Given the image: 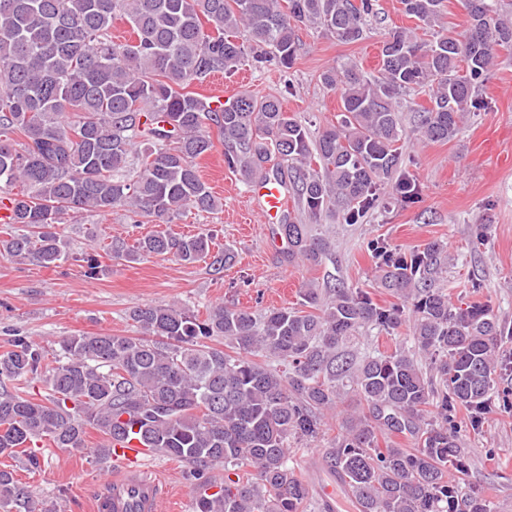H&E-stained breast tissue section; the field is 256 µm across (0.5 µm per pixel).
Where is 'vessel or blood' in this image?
<instances>
[{"label":"vessel or blood","instance_id":"vessel-or-blood-1","mask_svg":"<svg viewBox=\"0 0 512 512\" xmlns=\"http://www.w3.org/2000/svg\"><path fill=\"white\" fill-rule=\"evenodd\" d=\"M253 188L264 223H277L285 207L282 190L261 182L254 183ZM148 455L138 438L128 436L116 443L112 458L120 471L108 483L107 499L94 502V512H159L167 488L145 468Z\"/></svg>","mask_w":512,"mask_h":512}]
</instances>
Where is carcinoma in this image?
Instances as JSON below:
<instances>
[{"mask_svg": "<svg viewBox=\"0 0 512 512\" xmlns=\"http://www.w3.org/2000/svg\"><path fill=\"white\" fill-rule=\"evenodd\" d=\"M400 3L417 24L382 44L378 75L354 60L321 73L341 111L313 138L276 97L241 92L213 103L187 88L243 65L290 67L303 27L357 42L377 16L376 0H0V189L9 191L10 213L0 252L55 268L69 250L56 225L70 213L123 207L161 225L188 207L219 209L197 167L218 142L244 184L274 182L291 195L275 229L288 260L321 263L326 244L302 216L334 206L342 223L356 224L385 186L401 205L418 197L402 169L401 97L426 95L428 105L413 109L416 131L448 141L481 107L476 89L497 51L512 50L502 0H464L467 28L457 35L445 33L446 0ZM118 17L135 42H112ZM212 244L210 233L157 230L131 249L113 241L106 254L233 265L235 254H213ZM367 250L395 302L331 285L303 289L297 307L259 314L221 303L202 317L145 304L130 312L141 335L69 336L53 353L14 337L0 352V455L37 468V442L79 452L92 428L105 439L96 455L108 459L135 430L144 447L189 466L194 512H301L309 489L289 465L288 440L322 433L324 412L349 385L365 407L346 417L327 464L356 512H491L482 494L448 481V468H469L456 410L482 425L496 351L512 331L482 305L450 303L438 287L448 268L442 243L401 253L376 240ZM409 320L410 346L352 349L361 330L395 335ZM38 383L48 394L35 391ZM383 434L413 447L381 448ZM0 509L35 512L12 469H0Z\"/></svg>", "mask_w": 512, "mask_h": 512, "instance_id": "obj_1", "label": "carcinoma"}]
</instances>
